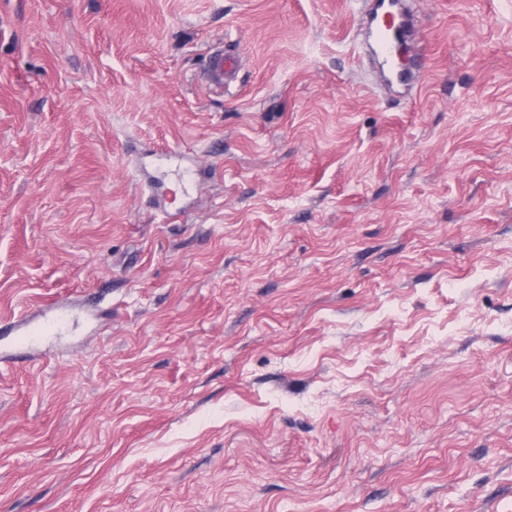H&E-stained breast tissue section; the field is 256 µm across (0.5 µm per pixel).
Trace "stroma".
I'll return each mask as SVG.
<instances>
[{
	"label": "stroma",
	"instance_id": "35a3bbf8",
	"mask_svg": "<svg viewBox=\"0 0 512 512\" xmlns=\"http://www.w3.org/2000/svg\"><path fill=\"white\" fill-rule=\"evenodd\" d=\"M414 3L411 101L351 0H0V512H512V0ZM237 64V57L232 54H220L210 58L207 72L208 79L216 86L224 85V75L232 73Z\"/></svg>",
	"mask_w": 512,
	"mask_h": 512
}]
</instances>
